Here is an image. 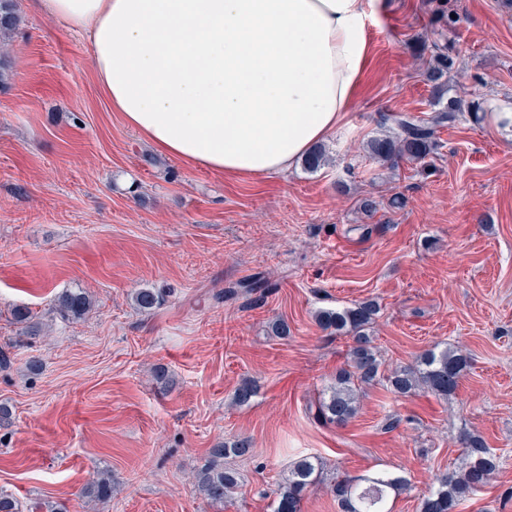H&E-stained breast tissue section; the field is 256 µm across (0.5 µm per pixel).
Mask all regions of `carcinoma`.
Returning <instances> with one entry per match:
<instances>
[{
    "label": "carcinoma",
    "mask_w": 512,
    "mask_h": 512,
    "mask_svg": "<svg viewBox=\"0 0 512 512\" xmlns=\"http://www.w3.org/2000/svg\"><path fill=\"white\" fill-rule=\"evenodd\" d=\"M432 13L434 24L443 30L457 23V19L448 12L446 0H439ZM17 24L15 0H0V49L7 46L8 35ZM415 52L420 57L429 58L431 63L428 81L433 83V106L437 110L428 119L397 115L393 118L396 132L370 140L367 144L369 154L391 166L404 159L422 162L433 157L439 148L437 134L440 129L455 125L466 110L471 113L481 111V104L474 101L466 110L456 98L442 103L445 84L441 79L448 76L454 66L447 45L422 40L416 44ZM161 300V292L152 288H141L134 295L135 304L141 311L153 310ZM54 306L59 314L79 319L91 310L93 300L83 290H66L56 297ZM379 310L378 303L369 300L352 307L321 310L316 315L317 322L324 329L352 340L348 367L336 373L335 383L318 402V416L325 422L338 425L348 422L358 410V391L367 386L381 384L400 395L427 389L444 397L458 387L466 357L448 348L438 353L429 351L411 365L387 372L381 370L383 362L369 334L370 325ZM256 393V383L245 379L235 389L233 400L238 405H245ZM252 452L251 442L247 439L226 442L210 449L208 459L196 473L197 487L207 501L222 506L237 493L240 487L238 473L224 467V458L246 457ZM463 458L460 471L441 477L437 487L423 497L420 512H455L462 498L488 484L497 467V455L493 449L480 436L470 434L464 438ZM322 479L323 462L311 455L300 457L275 492L273 512H302L304 492ZM405 484L406 481L398 475L380 472L372 477L339 479L331 485V493L342 512H391L387 507L388 499L391 494L402 491ZM112 492V473L108 471L101 473L87 488V494L99 501L111 499Z\"/></svg>",
    "instance_id": "1"
}]
</instances>
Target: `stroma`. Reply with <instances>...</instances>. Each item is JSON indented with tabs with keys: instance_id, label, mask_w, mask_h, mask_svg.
Listing matches in <instances>:
<instances>
[{
	"instance_id": "obj_1",
	"label": "stroma",
	"mask_w": 512,
	"mask_h": 512,
	"mask_svg": "<svg viewBox=\"0 0 512 512\" xmlns=\"http://www.w3.org/2000/svg\"><path fill=\"white\" fill-rule=\"evenodd\" d=\"M447 2L460 21L441 32L432 0H374L368 62L321 143L325 164L254 181L155 152L113 111L83 36L18 0L0 81V351L11 358L0 492L22 512L44 500L67 512H272L304 455L323 461L325 480L302 512H341L331 483L380 471L408 482L392 512H419L468 434L499 463L456 512H512V139L467 113L440 130L433 167L393 168L366 148L394 115L431 114L419 36L452 48L449 96L512 102V8ZM228 287L237 299L221 300ZM70 288L93 295L86 317L54 312ZM141 288L162 304L139 311ZM367 299L381 306L370 334L385 369L457 349L459 386L445 398L370 386L345 425L322 422L316 404L351 340L315 316ZM279 319L290 336L272 333ZM245 378L259 391L239 406ZM238 438L254 446L232 462L241 488L211 505L194 475ZM105 470L115 490L100 502L85 488Z\"/></svg>"
}]
</instances>
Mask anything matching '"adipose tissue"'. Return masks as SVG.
Segmentation results:
<instances>
[{
  "mask_svg": "<svg viewBox=\"0 0 512 512\" xmlns=\"http://www.w3.org/2000/svg\"><path fill=\"white\" fill-rule=\"evenodd\" d=\"M371 2L37 0V8L85 36L113 110L162 154L269 179L350 109Z\"/></svg>",
  "mask_w": 512,
  "mask_h": 512,
  "instance_id": "obj_1",
  "label": "adipose tissue"
}]
</instances>
